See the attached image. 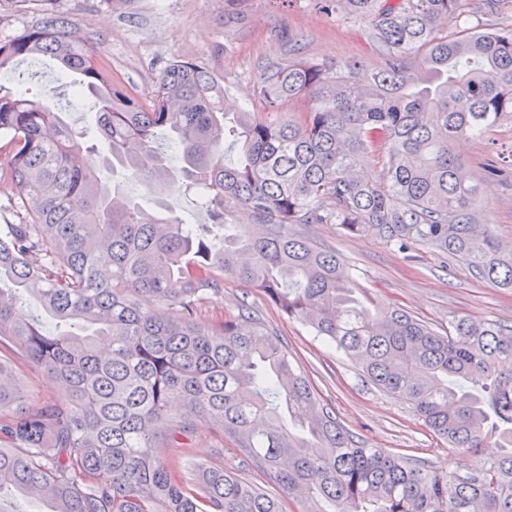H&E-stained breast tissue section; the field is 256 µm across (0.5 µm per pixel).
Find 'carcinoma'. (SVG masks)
<instances>
[{
  "label": "carcinoma",
  "instance_id": "1",
  "mask_svg": "<svg viewBox=\"0 0 512 512\" xmlns=\"http://www.w3.org/2000/svg\"><path fill=\"white\" fill-rule=\"evenodd\" d=\"M56 3L0 39V70L47 56L78 75L106 152L52 100L0 87L6 185L20 214L0 224V284H10L0 287V488L29 491L52 512H284L288 502L304 512H512V325L458 317L441 333L372 297L336 252L296 230L337 224L400 251L430 247L512 288V250L491 225L476 231V187L453 151L512 123V26L439 24L469 14L472 0H332L372 27L381 63L371 81L355 63L289 59L263 74L261 111H231L219 78L189 61L169 63L142 100L112 85ZM300 99L306 109L280 120ZM161 139L206 192L221 246L170 214L145 222L108 184L118 167L151 191L174 178ZM237 209L251 228L228 223ZM228 280L261 291L450 447L493 442L501 453L456 476L364 447L247 297L235 318H201ZM23 297L45 318H31ZM49 322L81 332L57 335ZM30 368L61 396L33 394ZM200 424L282 496L220 466L171 469L166 454Z\"/></svg>",
  "mask_w": 512,
  "mask_h": 512
}]
</instances>
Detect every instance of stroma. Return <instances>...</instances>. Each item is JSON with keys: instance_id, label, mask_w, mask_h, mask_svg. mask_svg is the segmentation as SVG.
I'll return each instance as SVG.
<instances>
[{"instance_id": "35a3bbf8", "label": "stroma", "mask_w": 512, "mask_h": 512, "mask_svg": "<svg viewBox=\"0 0 512 512\" xmlns=\"http://www.w3.org/2000/svg\"><path fill=\"white\" fill-rule=\"evenodd\" d=\"M80 36L91 41L116 84L133 94L147 95L166 65L188 60L216 73L226 95L236 103L260 110L257 87L266 67L283 62L290 48L301 57L331 66L358 63L361 76L379 60L368 44L366 23L325 8V0H131L125 10H111L107 0H59ZM60 84L54 60L30 58L0 72V87L40 100L57 97L63 120L93 128L90 97L57 93ZM477 188L482 220L498 237L512 241V187L484 178L481 167L512 151V124L477 140L454 147ZM118 187L149 213L168 206L187 224L208 223L203 191L185 193L180 181L168 183L163 194L149 192L122 179ZM323 247L336 250L349 272L372 288L380 300L396 304L433 327L447 329L453 318L512 322V289L497 288L476 278L463 264L432 248L402 253L380 238L345 235L335 224L301 228ZM247 298L256 315L277 332L337 418L369 448H382L425 458L442 474L466 475L483 460L497 455L494 447L470 453L448 447L433 436L412 409L380 392L360 376L341 353L326 348L299 321L289 319L256 289L226 282L224 293L205 302L202 317H233L237 302ZM224 450L225 469L243 471L232 442H221L206 427L195 430L188 455L211 465L216 448Z\"/></svg>"}]
</instances>
